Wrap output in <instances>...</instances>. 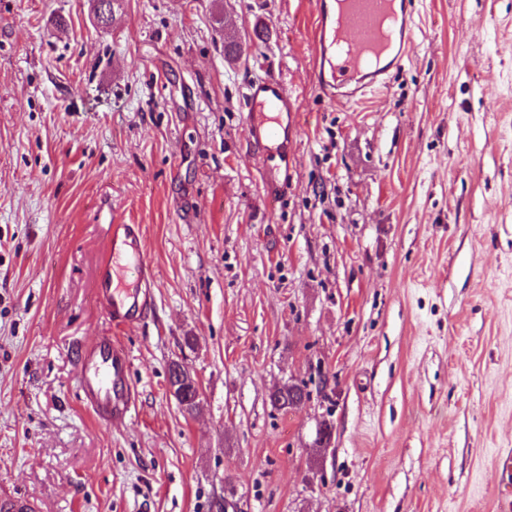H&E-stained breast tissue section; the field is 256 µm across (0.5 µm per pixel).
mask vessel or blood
Segmentation results:
<instances>
[{"instance_id": "obj_1", "label": "vessel or blood", "mask_w": 512, "mask_h": 512, "mask_svg": "<svg viewBox=\"0 0 512 512\" xmlns=\"http://www.w3.org/2000/svg\"><path fill=\"white\" fill-rule=\"evenodd\" d=\"M315 17V76L335 101L357 102L384 91L390 74L404 67L414 42L407 0H315ZM245 99L248 149L287 154L300 123L296 99L282 75L271 71L252 82ZM263 189L268 201H278L288 189L287 175L267 172ZM122 266L134 273L136 287L119 283ZM152 280L141 225H110L108 257L99 267L95 295L113 326L134 325L146 314ZM80 364L84 399L100 420L110 422L130 412V357L117 341L100 337L81 350ZM496 463L503 477L498 512H512V448L498 449Z\"/></svg>"}]
</instances>
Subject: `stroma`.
Wrapping results in <instances>:
<instances>
[{
    "label": "stroma",
    "instance_id": "stroma-1",
    "mask_svg": "<svg viewBox=\"0 0 512 512\" xmlns=\"http://www.w3.org/2000/svg\"><path fill=\"white\" fill-rule=\"evenodd\" d=\"M385 92L312 77L310 0H0V501L38 512H497L512 448V0H411ZM249 51L224 57V30ZM279 71L288 191L247 151ZM139 224L154 308L94 299ZM112 334L136 408L103 426L80 347ZM180 362L202 404L169 391ZM306 382L310 401L271 407ZM333 426L327 454L315 439ZM245 99L247 148L275 149L285 162L283 175L270 171L263 177L266 199L276 202L288 190V149L300 129L296 98L288 91L282 75L272 70L247 86ZM307 388L306 382L285 386L270 395V404L278 411L298 409L303 401L310 399L311 392ZM497 467L505 480L498 488V512L512 511V448H500L496 454Z\"/></svg>",
    "mask_w": 512,
    "mask_h": 512
}]
</instances>
